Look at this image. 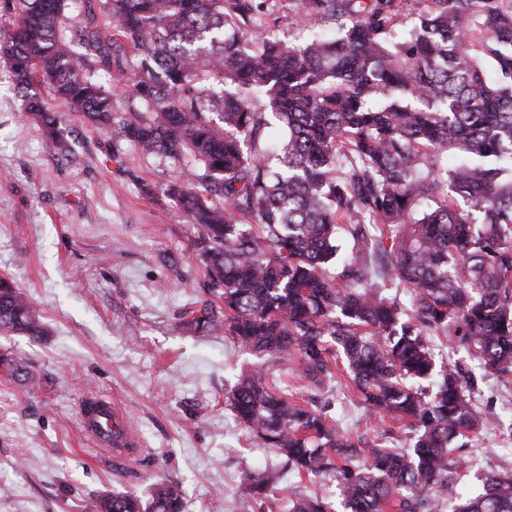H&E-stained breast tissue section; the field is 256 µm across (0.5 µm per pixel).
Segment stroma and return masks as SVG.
Instances as JSON below:
<instances>
[{
    "label": "stroma",
    "mask_w": 512,
    "mask_h": 512,
    "mask_svg": "<svg viewBox=\"0 0 512 512\" xmlns=\"http://www.w3.org/2000/svg\"><path fill=\"white\" fill-rule=\"evenodd\" d=\"M45 103L62 115L74 159L25 117L0 57V276L47 330L37 340L0 335V351L33 375L23 382L0 372V512H98L102 497H143L157 482L178 486L185 512H253L240 471L284 461L238 426L226 402L260 358L182 326L203 265L196 229L162 191L178 167L115 143L62 100ZM460 361L493 421L460 452L463 482L477 489L489 474L512 475V376ZM292 392L327 406L345 431L382 428L343 379L321 392L294 383ZM89 395L125 413L143 448L134 464L116 466L82 434L78 408ZM315 494L336 497L334 481L288 473L274 512Z\"/></svg>",
    "instance_id": "stroma-1"
}]
</instances>
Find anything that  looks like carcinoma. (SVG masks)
<instances>
[{
    "label": "carcinoma",
    "instance_id": "carcinoma-1",
    "mask_svg": "<svg viewBox=\"0 0 512 512\" xmlns=\"http://www.w3.org/2000/svg\"><path fill=\"white\" fill-rule=\"evenodd\" d=\"M12 0L0 39L25 112L70 155L43 86L98 129L180 166L166 193L197 229L204 296L182 324L224 332L264 363L292 360L323 388L344 371L368 411L410 430L352 437L264 368L228 396L243 428L284 459L243 469L256 512L288 470L333 475L344 512H444L461 441L488 427L443 336L512 374V0ZM303 15L324 34L287 43L261 21ZM496 78H489L486 65ZM131 73L104 85L99 71ZM281 128L272 150L269 128ZM459 162L448 168V153ZM350 238L341 254L339 233ZM410 295L407 313L379 288ZM38 339L31 304L0 278V334ZM101 512H183L179 490L114 493ZM291 512H333L320 496ZM452 512H512V476L456 493Z\"/></svg>",
    "mask_w": 512,
    "mask_h": 512
}]
</instances>
